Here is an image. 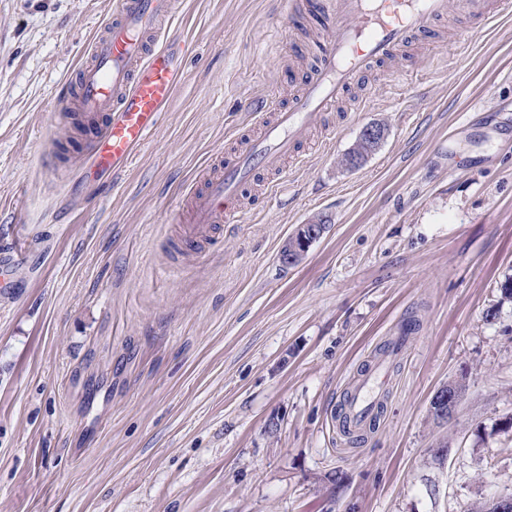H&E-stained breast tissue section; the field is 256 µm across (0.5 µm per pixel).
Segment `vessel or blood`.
Segmentation results:
<instances>
[{"label": "vessel or blood", "mask_w": 512, "mask_h": 512, "mask_svg": "<svg viewBox=\"0 0 512 512\" xmlns=\"http://www.w3.org/2000/svg\"><path fill=\"white\" fill-rule=\"evenodd\" d=\"M289 11L312 15L322 28L315 65L288 103L276 94L251 111L253 133L214 176L201 169L190 190L185 245L210 239L224 224L239 223V201L255 175L281 172L310 128L321 124L374 64L396 60L412 40L443 46L437 20L455 12L490 26L512 13V0H288ZM175 0H115L112 16L92 42L91 59L66 79L62 96L73 112L96 124L90 163L105 174L124 167L144 143L172 99L182 74L171 46L162 43ZM394 340L360 372L347 398L351 430L371 423L389 381L391 360L406 346Z\"/></svg>", "instance_id": "1"}]
</instances>
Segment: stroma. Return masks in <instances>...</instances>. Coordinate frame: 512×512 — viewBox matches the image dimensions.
<instances>
[{
	"instance_id": "1",
	"label": "stroma",
	"mask_w": 512,
	"mask_h": 512,
	"mask_svg": "<svg viewBox=\"0 0 512 512\" xmlns=\"http://www.w3.org/2000/svg\"><path fill=\"white\" fill-rule=\"evenodd\" d=\"M114 0H0V512H471L512 496V15L464 49L369 68L311 131L305 165L173 267L196 173L231 153L255 100L292 90L309 15L284 0H179L183 80L116 174L70 130L60 87ZM412 77L402 80L404 70ZM387 135L339 158L368 123ZM329 226L286 268L297 225ZM495 317H488V310ZM376 426L334 419L380 346ZM465 389L438 423L433 396Z\"/></svg>"
}]
</instances>
